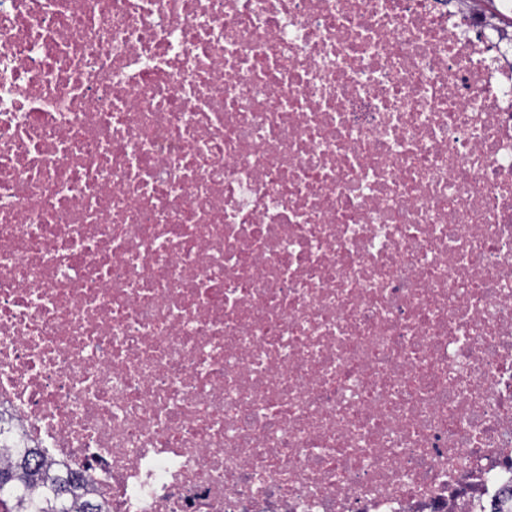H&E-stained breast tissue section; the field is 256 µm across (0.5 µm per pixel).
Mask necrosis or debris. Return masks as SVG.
Here are the masks:
<instances>
[{"label":"necrosis or debris","mask_w":512,"mask_h":512,"mask_svg":"<svg viewBox=\"0 0 512 512\" xmlns=\"http://www.w3.org/2000/svg\"><path fill=\"white\" fill-rule=\"evenodd\" d=\"M510 14L0 0V447L107 512L512 498Z\"/></svg>","instance_id":"4bbe7bcc"}]
</instances>
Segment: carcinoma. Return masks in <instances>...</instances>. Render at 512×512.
<instances>
[{"instance_id":"cac0c4a2","label":"carcinoma","mask_w":512,"mask_h":512,"mask_svg":"<svg viewBox=\"0 0 512 512\" xmlns=\"http://www.w3.org/2000/svg\"><path fill=\"white\" fill-rule=\"evenodd\" d=\"M0 464V507L3 512H59L57 491H68L64 512H101L85 499L82 478L40 459L37 452L4 449Z\"/></svg>"}]
</instances>
